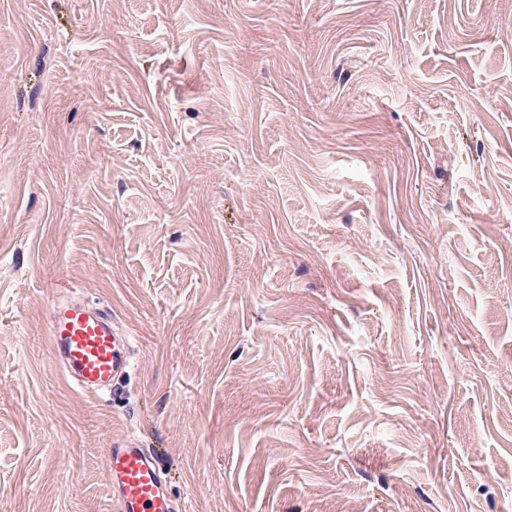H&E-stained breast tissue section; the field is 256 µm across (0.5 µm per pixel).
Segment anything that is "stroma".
Listing matches in <instances>:
<instances>
[{
    "label": "stroma",
    "instance_id": "1",
    "mask_svg": "<svg viewBox=\"0 0 512 512\" xmlns=\"http://www.w3.org/2000/svg\"><path fill=\"white\" fill-rule=\"evenodd\" d=\"M126 434L180 512H512V0H0V512ZM47 329L67 382L82 394L111 395L132 369L130 337L120 336L102 312L55 300Z\"/></svg>",
    "mask_w": 512,
    "mask_h": 512
}]
</instances>
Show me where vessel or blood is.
<instances>
[{
	"mask_svg": "<svg viewBox=\"0 0 512 512\" xmlns=\"http://www.w3.org/2000/svg\"><path fill=\"white\" fill-rule=\"evenodd\" d=\"M47 329L67 382L80 393H111L132 368L130 337L120 335L102 312L57 300ZM105 469L113 512H176L154 452L138 440H113Z\"/></svg>",
	"mask_w": 512,
	"mask_h": 512,
	"instance_id": "vessel-or-blood-1",
	"label": "vessel or blood"
}]
</instances>
